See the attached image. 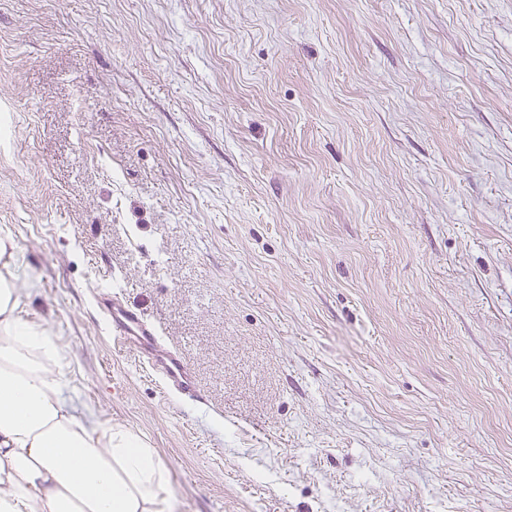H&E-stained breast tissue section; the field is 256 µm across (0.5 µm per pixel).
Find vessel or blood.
Instances as JSON below:
<instances>
[{
	"label": "vessel or blood",
	"mask_w": 512,
	"mask_h": 512,
	"mask_svg": "<svg viewBox=\"0 0 512 512\" xmlns=\"http://www.w3.org/2000/svg\"><path fill=\"white\" fill-rule=\"evenodd\" d=\"M95 304L113 343L135 352L140 363L159 379L168 395L190 402L201 401L194 372L183 354L167 343L140 309L126 303L118 293L96 294Z\"/></svg>",
	"instance_id": "b4317fda"
}]
</instances>
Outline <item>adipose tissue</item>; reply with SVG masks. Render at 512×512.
Listing matches in <instances>:
<instances>
[{"instance_id":"obj_1","label":"adipose tissue","mask_w":512,"mask_h":512,"mask_svg":"<svg viewBox=\"0 0 512 512\" xmlns=\"http://www.w3.org/2000/svg\"><path fill=\"white\" fill-rule=\"evenodd\" d=\"M0 274V512H168V469L146 438L67 405L49 331L19 315Z\"/></svg>"}]
</instances>
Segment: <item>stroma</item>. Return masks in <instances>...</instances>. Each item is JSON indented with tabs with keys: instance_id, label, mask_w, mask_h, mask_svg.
Here are the masks:
<instances>
[{
	"instance_id": "1",
	"label": "stroma",
	"mask_w": 512,
	"mask_h": 512,
	"mask_svg": "<svg viewBox=\"0 0 512 512\" xmlns=\"http://www.w3.org/2000/svg\"><path fill=\"white\" fill-rule=\"evenodd\" d=\"M0 232L171 512H512V0H0ZM92 290L97 314L108 326L112 342L135 352L168 395L200 402L203 396L193 370L181 351L160 335L156 325L140 309L126 303L120 293L102 294Z\"/></svg>"
}]
</instances>
